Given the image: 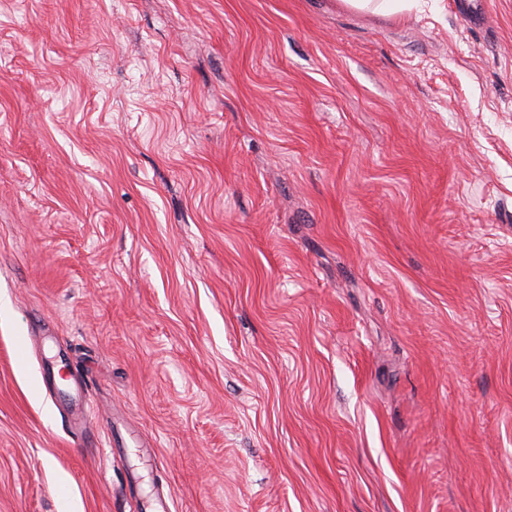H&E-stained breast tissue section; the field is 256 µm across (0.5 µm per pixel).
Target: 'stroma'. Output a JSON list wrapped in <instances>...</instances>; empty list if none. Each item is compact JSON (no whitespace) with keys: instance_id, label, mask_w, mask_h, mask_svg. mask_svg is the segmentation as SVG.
<instances>
[{"instance_id":"1","label":"stroma","mask_w":512,"mask_h":512,"mask_svg":"<svg viewBox=\"0 0 512 512\" xmlns=\"http://www.w3.org/2000/svg\"><path fill=\"white\" fill-rule=\"evenodd\" d=\"M0 298V512H512V0H0ZM346 9L370 11L383 16H392L418 5L419 0H339Z\"/></svg>"}]
</instances>
